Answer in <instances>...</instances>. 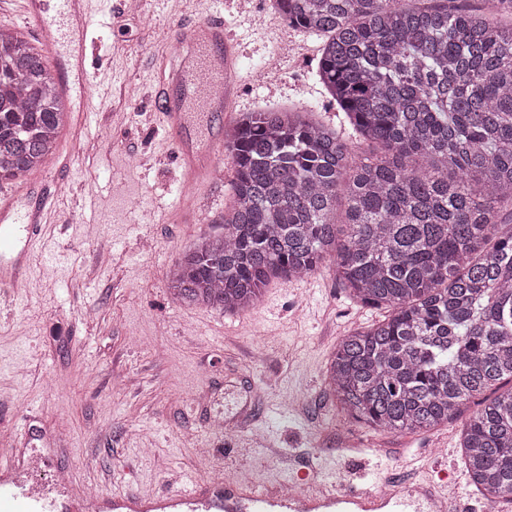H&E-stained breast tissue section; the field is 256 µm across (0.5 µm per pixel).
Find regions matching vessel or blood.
<instances>
[{
  "label": "vessel or blood",
  "instance_id": "vessel-or-blood-1",
  "mask_svg": "<svg viewBox=\"0 0 512 512\" xmlns=\"http://www.w3.org/2000/svg\"><path fill=\"white\" fill-rule=\"evenodd\" d=\"M92 0H58L56 17H47L44 0H25L28 22L40 34L52 56H60L72 33H85ZM183 56L178 67L162 78L156 95L163 122L177 141V165L186 184L209 181L223 149V126L240 84L233 66L224 19L212 16L186 23L173 37ZM75 63H62L59 90L79 93L80 120L92 114L87 79L94 61L85 43L75 48ZM45 202L23 207L0 201V283L21 287L42 223ZM17 443L0 447V508L8 512H89L90 500L75 476L47 487L34 482L31 467ZM385 491L367 489H304L301 498L280 490L248 485L230 486L223 480L195 482L174 494H135L100 498L102 512H450L448 493L432 480L406 481L387 477Z\"/></svg>",
  "mask_w": 512,
  "mask_h": 512
}]
</instances>
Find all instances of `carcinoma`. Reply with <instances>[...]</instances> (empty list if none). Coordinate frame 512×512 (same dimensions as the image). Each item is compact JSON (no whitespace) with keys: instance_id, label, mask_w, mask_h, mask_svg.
Here are the masks:
<instances>
[{"instance_id":"cac0c4a2","label":"carcinoma","mask_w":512,"mask_h":512,"mask_svg":"<svg viewBox=\"0 0 512 512\" xmlns=\"http://www.w3.org/2000/svg\"><path fill=\"white\" fill-rule=\"evenodd\" d=\"M273 2L288 27L324 37L317 75L355 141L311 105L242 113L225 134L224 234L174 264L173 298L243 313L270 281L332 268L354 301L385 311L332 353L341 410L423 433L483 397L464 465L478 491L511 503L512 232L498 227L512 212V24L448 0ZM57 87L24 33L0 28L1 182L55 154Z\"/></svg>"}]
</instances>
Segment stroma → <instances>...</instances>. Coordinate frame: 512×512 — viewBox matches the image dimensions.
<instances>
[{
	"label": "stroma",
	"instance_id": "35a3bbf8",
	"mask_svg": "<svg viewBox=\"0 0 512 512\" xmlns=\"http://www.w3.org/2000/svg\"><path fill=\"white\" fill-rule=\"evenodd\" d=\"M240 0H170L93 13L101 87L90 123L70 121L45 166L65 180L52 196L26 287L0 310V419L29 424L35 477L71 470L99 494L172 491L216 477L263 490L291 481L282 458L323 466L339 488L446 474L460 512H485L470 486L459 436L466 415L424 433H389L342 412L326 384L342 336L379 311L352 301L332 269L263 288L253 310L230 315L172 299L168 272L206 235L223 233L232 166L176 210L183 187L153 93L175 64L170 29L188 15H223L237 39L236 109L301 102L316 119L352 131L315 76L322 41L284 22L259 23ZM283 56L259 75L274 47ZM134 81L135 101L123 95ZM132 378L130 388L113 384ZM211 451L202 467L198 448Z\"/></svg>",
	"mask_w": 512,
	"mask_h": 512
}]
</instances>
